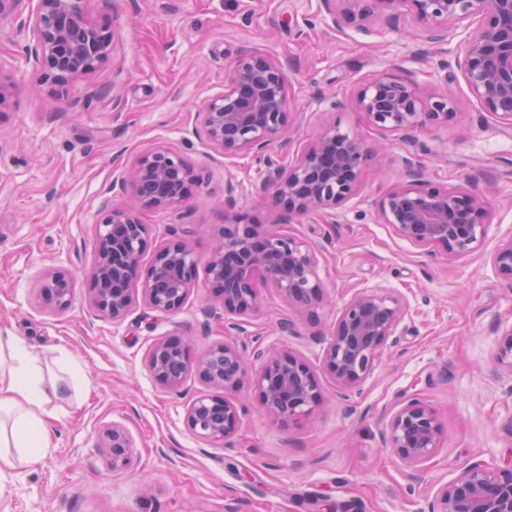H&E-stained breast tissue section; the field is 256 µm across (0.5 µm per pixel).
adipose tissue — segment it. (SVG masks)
Wrapping results in <instances>:
<instances>
[{
    "instance_id": "1",
    "label": "adipose tissue",
    "mask_w": 512,
    "mask_h": 512,
    "mask_svg": "<svg viewBox=\"0 0 512 512\" xmlns=\"http://www.w3.org/2000/svg\"><path fill=\"white\" fill-rule=\"evenodd\" d=\"M28 343L16 336L0 335V480L17 460L37 464L50 442L43 411L46 392L36 373ZM19 456H12V449Z\"/></svg>"
}]
</instances>
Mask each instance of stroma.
Returning <instances> with one entry per match:
<instances>
[{
	"label": "stroma",
	"mask_w": 512,
	"mask_h": 512,
	"mask_svg": "<svg viewBox=\"0 0 512 512\" xmlns=\"http://www.w3.org/2000/svg\"><path fill=\"white\" fill-rule=\"evenodd\" d=\"M91 18L116 32L114 49L90 75L71 82L66 98L34 94L39 73L24 39L0 20V77L11 85L0 109V331L35 352L52 414L51 446L40 462L17 463L0 486V512H316L322 499L357 512H428L437 489L468 463L512 461V368L496 359L512 327V284L497 276L491 255L512 238V130L495 124L456 68L441 70L438 48L414 39L411 16L398 26L376 19L364 29H336L322 0H92ZM257 51L287 62L295 116V149L316 137L335 99L348 108L341 127L371 157L359 193L332 215H308L290 232L321 245L318 273L333 304L318 325L295 321L287 301L259 287L260 307L234 341L247 352H290L319 366L339 307L361 289L401 295L408 314L359 394L343 400L320 375V406L282 426L252 388L235 398L240 426L227 448L197 439L186 408L210 386L188 374L180 392L157 383L145 366L150 347L176 336L198 356L223 343L224 312L205 277L180 311L158 315L135 305L121 321L90 306L88 273L96 223L112 206L104 189L116 169L144 150L166 146L208 178L203 194L167 212L146 211L149 245L173 231H192L206 266L224 223V177L241 186L234 211L266 221L267 204L251 187L264 172L256 157H226L207 143L199 107L224 88V68ZM392 73L448 89L457 116L401 134L370 128L351 103L371 78ZM415 152L433 181L487 195L492 222L483 247L448 260L397 238L378 216L377 201L403 179ZM62 271L75 282L70 309L43 311L42 274ZM431 405L440 446L419 471L384 446L392 415L408 399ZM123 426L136 448L130 466L113 471L97 435Z\"/></svg>",
	"instance_id": "1"
}]
</instances>
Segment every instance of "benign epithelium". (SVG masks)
I'll list each match as a JSON object with an SVG mask.
<instances>
[{"label":"benign epithelium","instance_id":"obj_1","mask_svg":"<svg viewBox=\"0 0 512 512\" xmlns=\"http://www.w3.org/2000/svg\"><path fill=\"white\" fill-rule=\"evenodd\" d=\"M23 0H0V18H12L27 38L25 53L42 79L64 88L92 73L113 50L116 33L92 22L90 0H36L27 11ZM333 27L364 28L377 14L395 27L404 11L418 24V37L431 45L449 41L453 26L475 18L454 64L471 95L501 126L512 129V0H322ZM356 110L379 130L399 132L409 144L428 125L446 124L456 116L448 93L384 73L361 86ZM291 100L286 66L264 54L243 53L224 73V90L204 100L202 129L218 153L251 154L263 159L262 179L252 191L268 200V223L284 226L312 213H331L357 194L370 150L362 138L327 122L317 137L284 162L268 154L289 127ZM405 179L377 203L383 223L393 233L429 253L450 260L481 249L492 208L487 198L462 186H442L428 176L421 161L404 159ZM204 177L187 159L156 146L139 154L128 169L112 178L110 191L130 193L132 203L101 213L90 271V300L100 315L124 318L140 293L154 313L180 310L197 285V257L191 240L172 236L142 267L149 225L144 211H168L198 198ZM318 245L284 230L270 231L236 215L222 225L220 242L206 266V279L224 308V331H244V322L259 304L258 283L276 288L296 315L314 322L324 303V286L317 274ZM494 271L512 285V238L492 254ZM75 283L61 271L44 274L38 297L49 313L66 312ZM408 314L404 299L384 289L355 292L336 317L323 349L321 369L342 397L360 390L376 362ZM255 374L248 358L232 341L212 347L192 359L183 340L155 342L146 367L171 391H178L188 372L222 390L200 395L188 405L189 430L217 447L228 445L240 416L233 397L244 386L254 388L261 407L290 425L311 415L321 403L316 371L302 358L285 352H257ZM497 359L512 369V326L503 332ZM436 411L414 397L402 404L389 424L386 444L405 466L428 462L440 444ZM97 447L105 449L112 470L126 469L133 440L120 425L103 431ZM431 512H512V463L489 466L472 462L439 487Z\"/></svg>","mask_w":512,"mask_h":512}]
</instances>
